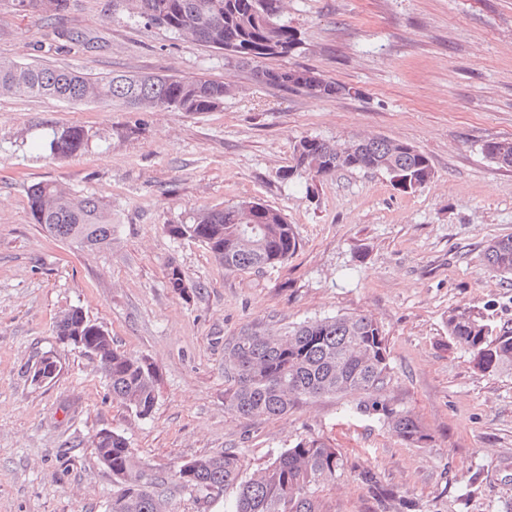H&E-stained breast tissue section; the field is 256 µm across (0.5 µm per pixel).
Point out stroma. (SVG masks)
I'll list each match as a JSON object with an SVG mask.
<instances>
[{
    "label": "stroma",
    "mask_w": 512,
    "mask_h": 512,
    "mask_svg": "<svg viewBox=\"0 0 512 512\" xmlns=\"http://www.w3.org/2000/svg\"><path fill=\"white\" fill-rule=\"evenodd\" d=\"M283 17L302 49L271 67L316 69L347 94L259 82L211 47L130 20L125 0H70L50 20L0 0V59L231 87L222 107L201 113L0 97V512H106L112 474L90 446L104 428L153 474L232 452L247 477L321 438L343 466L319 492V512H382L358 478L366 467L422 512H512V370L479 371L446 323L449 310L471 304L512 324V278L485 260L491 240L512 236V167L482 151L512 140V0H284ZM70 125L87 133L82 153L39 149ZM304 136L401 140L427 154L435 176L411 194L383 172L283 180ZM47 180L111 206L110 245L81 251L33 223L27 191ZM245 199L293 225L300 246L288 260L227 273L165 231ZM171 263L189 295L167 288ZM75 307L115 347L156 365L149 417L113 399L93 357L60 343L56 324ZM338 314L382 327L383 398L423 423L427 444H407L365 411L363 393L302 401L282 417L226 409L224 345L242 328ZM45 354L59 357L60 371L33 384L29 369ZM236 496L233 487L211 498L175 489L166 502L169 512H229Z\"/></svg>",
    "instance_id": "1"
}]
</instances>
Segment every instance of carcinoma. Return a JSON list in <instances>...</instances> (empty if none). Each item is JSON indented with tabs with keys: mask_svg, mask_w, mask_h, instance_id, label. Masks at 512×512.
<instances>
[{
	"mask_svg": "<svg viewBox=\"0 0 512 512\" xmlns=\"http://www.w3.org/2000/svg\"><path fill=\"white\" fill-rule=\"evenodd\" d=\"M129 16L162 25L179 35L224 52L229 64L249 66L267 84L309 90L333 98L346 87L311 68H270L266 61L282 58L300 44L297 31L281 21L283 0H127ZM14 10L51 18L65 11L69 0H11ZM229 89L223 82L171 76L125 75L92 80L76 70L33 67L0 60V96L50 98L64 102L120 100L137 109L211 112L224 103ZM87 136L78 126L52 131L44 149L69 158L85 147ZM305 152L316 162L317 176L342 170L383 171L393 186L413 193L428 184L434 171L428 156L414 146L382 137L330 143L303 137L294 153ZM483 153L491 161L512 167V141L489 140ZM32 220L53 238L82 250L112 242V210L94 196H79L56 181H42L27 191ZM175 240L199 243L224 271L252 272L281 263L299 248V240L282 213L254 201L242 200L222 208L202 209L185 224L165 225ZM488 266L512 275V237L491 241L485 250ZM167 287L185 293L182 269L170 264ZM448 336L473 356L475 367L493 373L512 367V326L492 325L480 309L460 306L448 312ZM79 335L97 342L100 367L112 397L141 417L157 403V372L144 356L119 351L112 336L90 321L82 310L67 312L57 323L59 337ZM59 361L42 357L31 372L34 383L52 380ZM389 351L379 324L367 315L338 314L305 321L283 330H241L224 346V374L231 379L224 402L242 418L280 417L300 401L323 395L362 392L370 409L382 411L391 430L413 446L431 435L408 412L393 411L380 400L389 375ZM96 454L107 452L105 466L119 485L112 494V512H165L164 494L174 486L218 495L239 488L231 512H318L317 494L336 478L342 467L339 451L321 438H308L285 449L243 479L237 455L226 452L172 466L166 473L149 474L126 439L117 432L104 441H91ZM359 478L383 512H418L419 506L382 487L366 468Z\"/></svg>",
	"mask_w": 512,
	"mask_h": 512,
	"instance_id": "obj_1",
	"label": "carcinoma"
}]
</instances>
